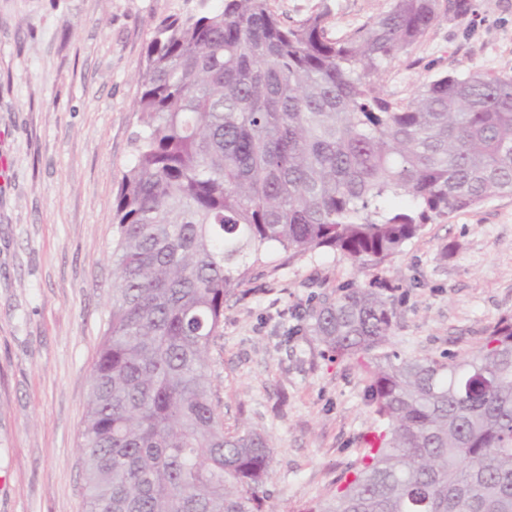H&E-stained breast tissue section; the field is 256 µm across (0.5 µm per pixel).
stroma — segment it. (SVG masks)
<instances>
[{"mask_svg":"<svg viewBox=\"0 0 512 512\" xmlns=\"http://www.w3.org/2000/svg\"><path fill=\"white\" fill-rule=\"evenodd\" d=\"M218 0H0V512H87L80 446L90 374L112 301L118 186L142 126L134 110L147 45L166 17ZM389 0H275L292 23L327 15L338 37ZM440 22L386 68V97L473 70L512 74V0H439ZM389 281L388 351L475 352L512 314V195L427 225L380 266L275 253L224 304L211 347L226 430L274 444L267 512H303L353 466L381 425L358 357L329 359L298 331L313 295Z\"/></svg>","mask_w":512,"mask_h":512,"instance_id":"stroma-1","label":"stroma"}]
</instances>
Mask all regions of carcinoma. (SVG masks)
<instances>
[{
  "instance_id": "1",
  "label": "carcinoma",
  "mask_w": 512,
  "mask_h": 512,
  "mask_svg": "<svg viewBox=\"0 0 512 512\" xmlns=\"http://www.w3.org/2000/svg\"><path fill=\"white\" fill-rule=\"evenodd\" d=\"M437 2L390 0L336 38L325 13L287 25L274 0H220L155 28L90 377L88 512H266L273 446L224 431L209 380L247 257L327 249L362 271L512 194V76L445 75L406 104L380 89L438 23ZM298 318L325 352L368 359L366 401L385 422L303 512H512L511 314L469 356L398 362L382 288L318 296Z\"/></svg>"
}]
</instances>
